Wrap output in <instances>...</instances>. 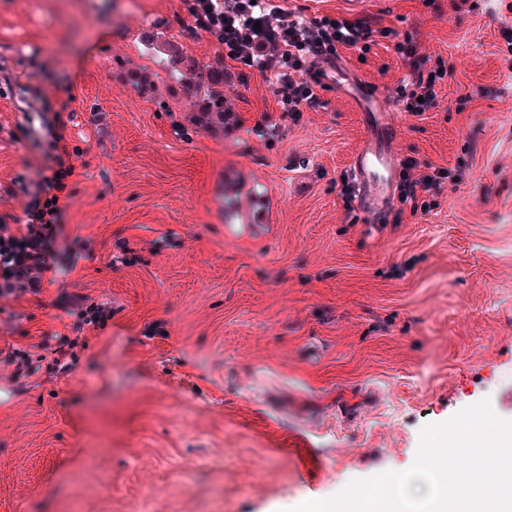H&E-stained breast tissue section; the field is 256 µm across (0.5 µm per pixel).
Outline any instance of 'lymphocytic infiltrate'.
Instances as JSON below:
<instances>
[{
    "instance_id": "obj_1",
    "label": "lymphocytic infiltrate",
    "mask_w": 512,
    "mask_h": 512,
    "mask_svg": "<svg viewBox=\"0 0 512 512\" xmlns=\"http://www.w3.org/2000/svg\"><path fill=\"white\" fill-rule=\"evenodd\" d=\"M387 26L371 25L362 17L326 15L309 22L275 0H224V58L271 79L275 103L282 112H302L320 106L310 74L316 62L336 50L360 48L372 37L394 39L403 75L396 94L404 111H435L448 77L441 55L422 49L414 40L398 41ZM55 165L41 177L27 202L25 220L0 225V300L42 293L50 274L71 263L86 248L82 237L65 236L55 200L74 166L59 152L58 140L48 144Z\"/></svg>"
}]
</instances>
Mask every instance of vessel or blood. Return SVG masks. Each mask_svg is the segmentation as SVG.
<instances>
[{
  "instance_id": "obj_1",
  "label": "vessel or blood",
  "mask_w": 512,
  "mask_h": 512,
  "mask_svg": "<svg viewBox=\"0 0 512 512\" xmlns=\"http://www.w3.org/2000/svg\"><path fill=\"white\" fill-rule=\"evenodd\" d=\"M313 83L318 91L332 94L357 113L363 135L346 169L364 223H385L398 200L401 179L396 154L401 123L390 101L341 52L319 63Z\"/></svg>"
}]
</instances>
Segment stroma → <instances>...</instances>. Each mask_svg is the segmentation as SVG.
<instances>
[{
	"label": "stroma",
	"instance_id": "35a3bbf8",
	"mask_svg": "<svg viewBox=\"0 0 512 512\" xmlns=\"http://www.w3.org/2000/svg\"><path fill=\"white\" fill-rule=\"evenodd\" d=\"M189 6L0 0V224L53 164L52 111L75 167L64 234L89 240L55 285L0 303V512H288L405 471L424 428L483 399L512 421V0H286L380 20L448 67L398 148L452 177L375 234L343 196L362 135L344 103L277 111L246 70L222 131L171 94V70L224 56ZM348 60L383 90L402 74L388 42ZM72 294L106 326L74 331ZM54 332L78 335L61 367L38 349ZM20 354L34 374L5 366ZM68 306L78 309L83 315L89 316L88 324H93L95 328L105 324L111 318L110 310L102 305H90L85 309V300L82 297L71 295L68 298Z\"/></svg>",
	"mask_w": 512,
	"mask_h": 512
}]
</instances>
